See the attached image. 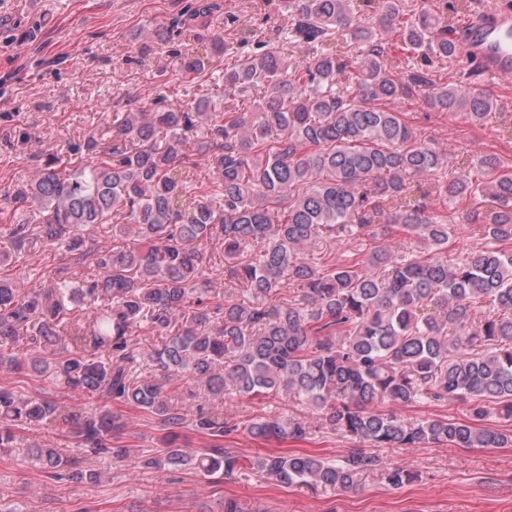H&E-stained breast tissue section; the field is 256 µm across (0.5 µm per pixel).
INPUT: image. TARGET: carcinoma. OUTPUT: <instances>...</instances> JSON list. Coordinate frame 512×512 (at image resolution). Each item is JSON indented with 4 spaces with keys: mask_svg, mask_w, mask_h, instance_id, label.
Wrapping results in <instances>:
<instances>
[{
    "mask_svg": "<svg viewBox=\"0 0 512 512\" xmlns=\"http://www.w3.org/2000/svg\"><path fill=\"white\" fill-rule=\"evenodd\" d=\"M292 23L280 42L236 54L222 82L179 109L129 111L106 138L46 155L33 177L0 187L11 213L18 262L31 238L61 245L76 265L99 270L72 281L60 270L37 288L0 273V366L38 374L87 401L64 413L51 398L0 385V454L21 456L49 478L96 483L98 463H131L165 473L188 468L202 478L250 467L277 483L350 489L374 471L400 487L408 469L384 466L363 448L333 461L310 454L249 460L224 449L236 425L224 411L188 399H287L311 412L260 417L258 439L301 441L316 431L373 448H500L512 430V168L493 155L457 162L416 140L400 103L416 96L433 111L482 126L512 115L462 71L428 77L434 59L464 58L451 37L468 0H432L407 13L405 0H281ZM369 16L368 22L361 15ZM396 33L420 59L403 72L386 64ZM354 44V54L330 47ZM302 53V59L295 53ZM209 56L182 61L200 73ZM86 152L88 163L71 154ZM211 179L190 196L197 158ZM483 172L475 184L471 168ZM482 197L452 219L437 208ZM115 225L121 246L89 231ZM399 225L427 250L376 247L355 262L310 258L323 244L353 245ZM484 245L448 259L450 233ZM224 246V278L243 286L239 300L209 275L207 241ZM299 285L300 298L283 290ZM91 309L72 312L70 306ZM159 339L147 353L179 388L135 375L131 336ZM459 402L470 418H405L385 405ZM122 404L154 416L166 431L154 453L112 443L127 420ZM76 452L19 448L16 429H52ZM188 427L213 439L208 448L178 443Z\"/></svg>",
    "mask_w": 512,
    "mask_h": 512,
    "instance_id": "1",
    "label": "carcinoma"
}]
</instances>
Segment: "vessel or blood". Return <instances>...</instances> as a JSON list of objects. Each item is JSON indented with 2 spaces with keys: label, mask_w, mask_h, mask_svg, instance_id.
Segmentation results:
<instances>
[{
  "label": "vessel or blood",
  "mask_w": 512,
  "mask_h": 512,
  "mask_svg": "<svg viewBox=\"0 0 512 512\" xmlns=\"http://www.w3.org/2000/svg\"><path fill=\"white\" fill-rule=\"evenodd\" d=\"M464 28L467 57L488 76H511L512 8L502 6L468 18Z\"/></svg>",
  "instance_id": "b4317fda"
}]
</instances>
